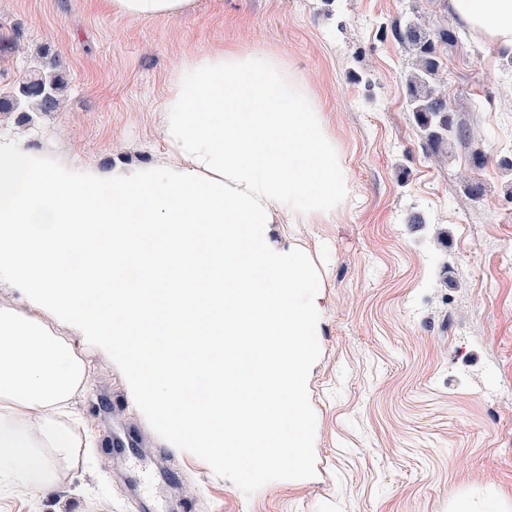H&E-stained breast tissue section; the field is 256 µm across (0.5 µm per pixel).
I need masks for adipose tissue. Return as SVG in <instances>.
I'll return each mask as SVG.
<instances>
[{"label": "adipose tissue", "mask_w": 512, "mask_h": 512, "mask_svg": "<svg viewBox=\"0 0 512 512\" xmlns=\"http://www.w3.org/2000/svg\"><path fill=\"white\" fill-rule=\"evenodd\" d=\"M116 15L136 20L175 18L194 0H106ZM455 15L499 53L512 55V0H449ZM89 382L88 364L74 345L38 314L0 305V479L17 477L51 491L64 469L90 447L63 418Z\"/></svg>", "instance_id": "ef3b65f1"}]
</instances>
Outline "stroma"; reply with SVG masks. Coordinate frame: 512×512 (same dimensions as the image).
I'll return each mask as SVG.
<instances>
[{
    "label": "stroma",
    "instance_id": "1",
    "mask_svg": "<svg viewBox=\"0 0 512 512\" xmlns=\"http://www.w3.org/2000/svg\"><path fill=\"white\" fill-rule=\"evenodd\" d=\"M463 29L448 0H196L139 21L101 0H0V93L58 59V111L0 131L39 155L103 170L168 162L160 110L179 63L215 48L282 57L342 149L352 196L324 224H278L322 275L308 379L317 473L251 496L160 438L122 372L84 345L73 413L91 448L48 494L0 481V512H512V60L478 34L436 43L448 115L435 149L409 110V21ZM482 150L483 168L472 154ZM476 173L482 199L467 193Z\"/></svg>",
    "mask_w": 512,
    "mask_h": 512
}]
</instances>
